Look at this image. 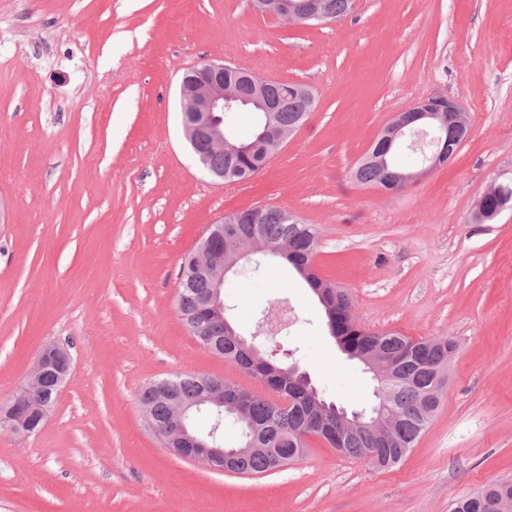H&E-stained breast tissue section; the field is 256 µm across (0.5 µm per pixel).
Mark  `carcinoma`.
<instances>
[{
    "mask_svg": "<svg viewBox=\"0 0 512 512\" xmlns=\"http://www.w3.org/2000/svg\"><path fill=\"white\" fill-rule=\"evenodd\" d=\"M323 22L335 23L345 19L352 10L353 0H320ZM264 97L272 102L286 101L288 106L276 113V122L284 129L300 126L307 115L317 105L316 98L307 93V89L295 83L266 80L262 87ZM255 114L254 129L246 139H240L234 132L237 115L224 113V127L231 144L248 146L255 143L259 134L262 113L249 106ZM371 147L356 168V179L363 184L375 187H387L401 190L406 182L400 179L403 171L395 159V151L386 155L383 164L368 158L375 154ZM279 148L258 145L249 154H236L230 151L215 152L205 150L198 155L200 163L210 172L224 176V183H238L248 180L265 169L264 159L274 155ZM512 202V186L497 184L491 194L483 199L482 207L477 209V221L490 222L497 217L496 207ZM244 215L243 223L236 225V232L224 234L220 242L222 252L214 256L231 257L232 253L251 238L257 239L265 248V256L272 260L307 262L316 255L318 234L315 225L307 223L300 215L290 211L284 220L274 215L260 224L249 222V209H243L224 216L232 219ZM181 285L177 294V310L185 326L204 324L201 300L212 288V281L204 273L197 272L188 263L180 270ZM342 293L343 306L336 313V335L344 337L352 346L363 352L374 351L380 357L397 365V383L384 382L390 388L385 398L383 415L394 422L393 430L372 443L355 435L351 429L336 424L341 443L329 442L331 446H340L346 456L364 458L371 449L374 456L369 462L379 468L387 469L400 464L426 429L440 405V395L444 384V373L438 371V346L432 339L412 340L395 333H371L360 327L352 313L350 297ZM206 335L214 337V344L222 348L224 359L255 378L270 390L276 399L264 398L247 390H242L240 406L248 422L263 440L266 450L245 455L234 462L236 474H263L277 470L278 458L283 453L292 456L300 447L299 435L307 430L313 413L309 387L298 382L271 376L270 368L274 363L261 353L238 349L237 345L224 334V325L211 323ZM201 392L197 378L175 376L159 379L140 394L143 407L150 409L152 418L162 427L169 426L171 407L174 401L190 400ZM507 497L512 500V481L492 483L477 492L459 499L452 504L450 512H482L485 499Z\"/></svg>",
    "mask_w": 512,
    "mask_h": 512,
    "instance_id": "obj_1",
    "label": "carcinoma"
}]
</instances>
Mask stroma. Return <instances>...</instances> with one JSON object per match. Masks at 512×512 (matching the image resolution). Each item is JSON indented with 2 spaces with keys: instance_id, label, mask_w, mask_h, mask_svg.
<instances>
[{
  "instance_id": "35a3bbf8",
  "label": "stroma",
  "mask_w": 512,
  "mask_h": 512,
  "mask_svg": "<svg viewBox=\"0 0 512 512\" xmlns=\"http://www.w3.org/2000/svg\"><path fill=\"white\" fill-rule=\"evenodd\" d=\"M204 60L310 87L317 108L253 179L205 175L185 142L179 81ZM441 94L470 131L403 190L354 171L399 112ZM512 182V0H357L351 17L283 25L251 0H0V402L49 341L72 372L41 430L0 431V512H448L512 479V208L471 213ZM259 204L317 228V273L357 322L448 337L440 407L405 461L380 470L323 441L274 472L214 471L173 456L142 389L179 375L265 387L204 350L176 307L182 261L210 225ZM227 314L285 348L325 399L359 410L376 386L329 335L286 264L234 277ZM295 309L256 336L273 305Z\"/></svg>"
}]
</instances>
